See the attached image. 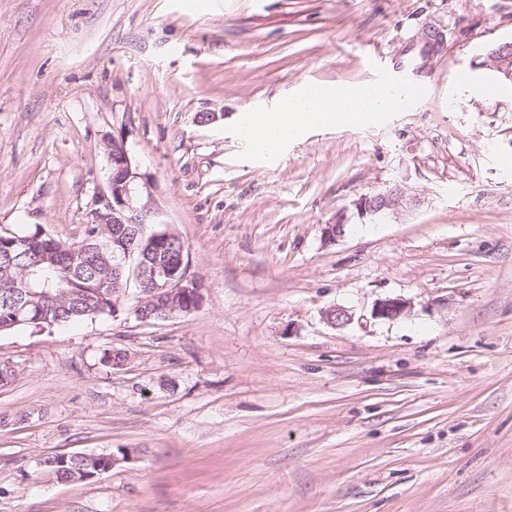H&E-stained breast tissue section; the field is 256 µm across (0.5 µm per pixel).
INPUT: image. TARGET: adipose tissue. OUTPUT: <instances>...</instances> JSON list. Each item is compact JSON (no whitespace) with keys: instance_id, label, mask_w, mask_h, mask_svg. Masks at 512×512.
<instances>
[{"instance_id":"adipose-tissue-1","label":"adipose tissue","mask_w":512,"mask_h":512,"mask_svg":"<svg viewBox=\"0 0 512 512\" xmlns=\"http://www.w3.org/2000/svg\"><path fill=\"white\" fill-rule=\"evenodd\" d=\"M367 93V87L345 84L325 85L313 92L307 90L289 98L277 109L264 112L262 123L253 124L246 117H239V133L255 155L275 161L288 140L306 130L310 119H317L321 124L333 123L342 102Z\"/></svg>"}]
</instances>
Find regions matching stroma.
I'll return each mask as SVG.
<instances>
[{
    "label": "stroma",
    "instance_id": "1",
    "mask_svg": "<svg viewBox=\"0 0 512 512\" xmlns=\"http://www.w3.org/2000/svg\"><path fill=\"white\" fill-rule=\"evenodd\" d=\"M503 42L512 0H0V228L81 241L119 140L202 294L0 334V512H512V86L486 97L482 66ZM379 68L407 111L274 166L238 135ZM395 185L397 213L358 216ZM395 297L408 317L372 318ZM83 452L121 461L38 476Z\"/></svg>",
    "mask_w": 512,
    "mask_h": 512
}]
</instances>
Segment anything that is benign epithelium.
I'll list each match as a JSON object with an SVG mask.
<instances>
[{"instance_id":"7a95c632","label":"benign epithelium","mask_w":512,"mask_h":512,"mask_svg":"<svg viewBox=\"0 0 512 512\" xmlns=\"http://www.w3.org/2000/svg\"><path fill=\"white\" fill-rule=\"evenodd\" d=\"M483 65L499 80L512 82V45L505 43L492 48ZM109 177L107 189L95 197L87 213L89 224H115L120 229L130 224L141 232L151 218V205L143 201L142 189L138 183L139 173L125 143L114 140L108 148ZM403 191L394 186L373 196H363L354 201V207L361 217H375L397 211L403 204ZM137 281L147 285L143 297L132 309L141 321L154 317L166 318L184 313L179 303L184 296L200 301L198 281L190 275L185 263L178 265L153 259L142 261L134 270ZM411 302L402 298L381 299L375 303L371 317L394 321L409 315ZM324 319L332 327H344L352 323L354 314L342 306H333L324 311Z\"/></svg>"}]
</instances>
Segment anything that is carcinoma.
Returning <instances> with one entry per match:
<instances>
[{
    "mask_svg": "<svg viewBox=\"0 0 512 512\" xmlns=\"http://www.w3.org/2000/svg\"><path fill=\"white\" fill-rule=\"evenodd\" d=\"M3 236L18 240L14 245L0 241V319L14 322L8 332L110 316L112 294H125L132 279L128 268L120 279L112 278V252L97 248L112 238L110 224L86 225L77 243L58 240L38 225ZM45 290L67 295L49 302L39 297ZM97 464L94 459L46 458L40 474L58 481L82 469L94 474Z\"/></svg>",
    "mask_w": 512,
    "mask_h": 512,
    "instance_id": "1",
    "label": "carcinoma"
}]
</instances>
